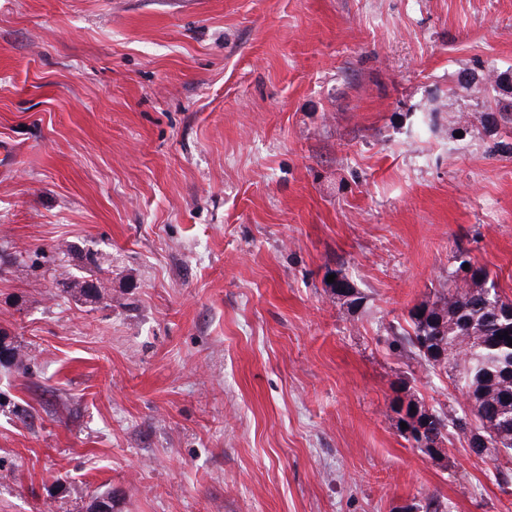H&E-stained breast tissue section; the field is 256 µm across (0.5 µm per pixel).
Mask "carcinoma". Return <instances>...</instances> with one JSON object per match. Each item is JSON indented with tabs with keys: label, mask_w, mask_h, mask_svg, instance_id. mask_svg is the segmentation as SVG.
I'll return each instance as SVG.
<instances>
[{
	"label": "carcinoma",
	"mask_w": 512,
	"mask_h": 512,
	"mask_svg": "<svg viewBox=\"0 0 512 512\" xmlns=\"http://www.w3.org/2000/svg\"><path fill=\"white\" fill-rule=\"evenodd\" d=\"M107 268L93 253L80 255L73 270L59 274L57 285L63 294L73 295L86 303H100L105 290L91 280ZM409 329L393 336L392 346L408 352L432 369L446 355L452 370L455 389L468 400L469 406L453 414L426 409L413 400L400 397L394 407L405 411L403 422L421 427L433 416L444 431L428 428L430 443L426 454L435 456L445 443L448 431L465 432L468 425L488 426L495 436L487 456L493 462L502 485L512 483V346L498 339L502 333L512 338V300L502 296L497 281L484 266L474 268L462 282H453L448 290L436 295L430 305L409 313ZM24 363L19 346L0 331V365Z\"/></svg>",
	"instance_id": "cac0c4a2"
}]
</instances>
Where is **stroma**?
Here are the masks:
<instances>
[{
    "instance_id": "obj_1",
    "label": "stroma",
    "mask_w": 512,
    "mask_h": 512,
    "mask_svg": "<svg viewBox=\"0 0 512 512\" xmlns=\"http://www.w3.org/2000/svg\"><path fill=\"white\" fill-rule=\"evenodd\" d=\"M491 69L512 0H0V512H512L393 410L458 407L390 345L458 253L512 298ZM75 251L111 304L56 288Z\"/></svg>"
}]
</instances>
